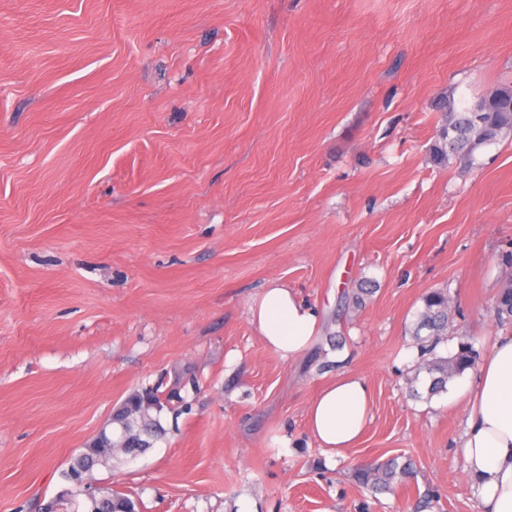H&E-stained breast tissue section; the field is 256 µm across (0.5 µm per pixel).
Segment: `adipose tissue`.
I'll list each match as a JSON object with an SVG mask.
<instances>
[{
  "label": "adipose tissue",
  "mask_w": 512,
  "mask_h": 512,
  "mask_svg": "<svg viewBox=\"0 0 512 512\" xmlns=\"http://www.w3.org/2000/svg\"><path fill=\"white\" fill-rule=\"evenodd\" d=\"M251 321L265 345L290 360L310 348L319 317L316 307L274 282L252 307ZM463 394L466 428L457 448L481 489V512H512V332L496 336ZM371 402L372 390L364 379L339 374L307 408L311 436L330 456L343 455L365 429Z\"/></svg>",
  "instance_id": "1"
}]
</instances>
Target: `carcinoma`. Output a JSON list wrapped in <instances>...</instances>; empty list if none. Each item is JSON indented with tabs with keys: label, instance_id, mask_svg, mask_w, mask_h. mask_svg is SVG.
<instances>
[{
	"label": "carcinoma",
	"instance_id": "cac0c4a2",
	"mask_svg": "<svg viewBox=\"0 0 512 512\" xmlns=\"http://www.w3.org/2000/svg\"><path fill=\"white\" fill-rule=\"evenodd\" d=\"M512 131V112H465L456 109L448 102L438 130L439 143L435 145L436 159L446 161L452 157L474 161V152L484 146L497 142L504 133ZM448 291L436 290L423 298V307L417 313L412 335L419 342L420 349L431 352L443 336L448 334ZM495 315L499 320L512 321V283L506 284L500 291L495 306ZM428 330L426 338L421 337L422 330ZM477 352L466 342L450 358H435L425 366L429 375L428 395L433 396L446 390L448 380L462 374L474 366ZM170 398L162 397L160 386L144 388L131 393L114 411L116 439L112 448H83L72 457L62 477L71 485H77L76 477L93 478L98 467L110 468L113 461L121 455H127L128 445L149 447L153 441L165 434L160 415L168 407ZM403 474L396 461L382 463L358 474V482L378 491ZM105 496L99 512H140L137 500L114 491L108 487L99 490Z\"/></svg>",
	"mask_w": 512,
	"mask_h": 512
}]
</instances>
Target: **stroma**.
Here are the masks:
<instances>
[{
    "label": "stroma",
    "mask_w": 512,
    "mask_h": 512,
    "mask_svg": "<svg viewBox=\"0 0 512 512\" xmlns=\"http://www.w3.org/2000/svg\"><path fill=\"white\" fill-rule=\"evenodd\" d=\"M505 83L512 0H0V512L66 502L157 384L165 439L94 472L141 512H480L472 374L427 396L412 329L438 289L435 357L505 329L512 134L432 154L439 100ZM273 281L321 314L291 360L251 321ZM344 371L372 420L332 458L306 410ZM393 457L392 490L355 482ZM160 386L134 391L121 403L117 410H114V423L122 422L126 414H134L136 421L129 433L128 440L120 425L115 424L116 447L112 445V448H107L112 444V419H107L93 439L94 446L105 447L86 448L87 444L85 448L70 459L67 468L62 472V477L71 484L73 491L75 485L81 487L76 482V476L91 479L95 468H112L113 461L118 460L120 455H128L125 448H128L129 443L130 445L143 444L145 447H151L154 440L165 434L160 415L165 408L168 409L170 397H162L163 392L159 390ZM144 395L148 396L147 403L143 400ZM142 411H145V413H139Z\"/></svg>",
    "instance_id": "stroma-1"
}]
</instances>
